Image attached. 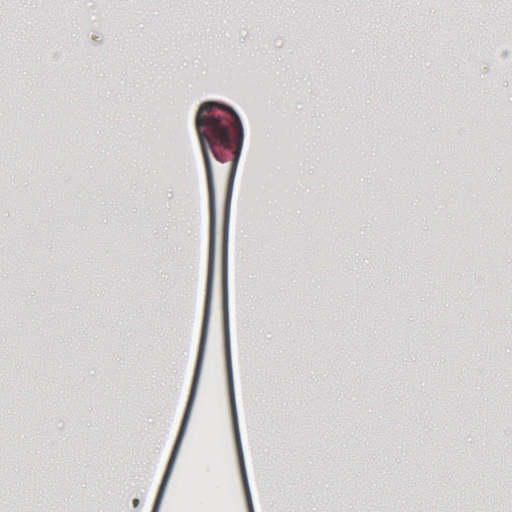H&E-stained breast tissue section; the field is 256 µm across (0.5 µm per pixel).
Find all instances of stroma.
<instances>
[{"label": "stroma", "instance_id": "stroma-1", "mask_svg": "<svg viewBox=\"0 0 512 512\" xmlns=\"http://www.w3.org/2000/svg\"><path fill=\"white\" fill-rule=\"evenodd\" d=\"M15 0L0 27L9 96L0 113L67 112L64 157L16 173L0 193V316L35 359L0 360V472L19 485L9 512H118L149 458L171 379L200 251L223 261L236 227L243 303L204 298L199 350L175 416L172 464L196 491L191 512L233 501L250 512L235 407L233 339L246 341L258 399L257 447L280 512H471L446 484L499 460L504 430L488 415L512 397V344L494 318L512 291V234L496 208L512 183V0H483L441 25L446 0H282L247 13L235 0H134L121 31L101 0ZM500 45V56L489 52ZM250 71L271 107L287 105V161L261 113L247 109ZM198 77L202 92L191 90ZM195 153L172 164L177 133ZM86 167L115 178L85 187ZM356 153L345 226L330 156ZM417 156L401 168L405 155ZM469 182L480 217L457 258V298L435 281L437 221L461 219L430 197L436 175ZM323 196L327 210L314 205ZM204 205L205 240L186 233ZM95 210L80 223L79 210ZM458 336L454 349L437 346ZM464 364L454 399L448 374ZM223 460L204 446L215 398Z\"/></svg>", "mask_w": 512, "mask_h": 512}]
</instances>
